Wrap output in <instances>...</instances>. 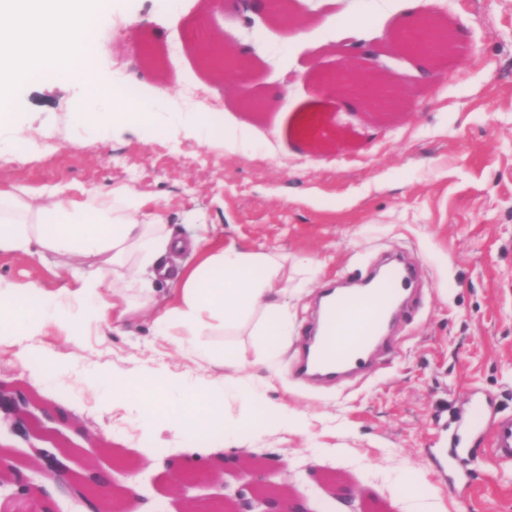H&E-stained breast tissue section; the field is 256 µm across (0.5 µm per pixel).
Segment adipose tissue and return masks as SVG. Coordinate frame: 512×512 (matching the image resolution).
Wrapping results in <instances>:
<instances>
[{"label": "adipose tissue", "instance_id": "ef3b65f1", "mask_svg": "<svg viewBox=\"0 0 512 512\" xmlns=\"http://www.w3.org/2000/svg\"><path fill=\"white\" fill-rule=\"evenodd\" d=\"M187 250L194 261L174 275L170 294L159 297L137 287L144 269L156 279L171 276L163 256ZM1 252L82 259L86 266L74 286L54 291L0 279V333L34 341L54 328L81 336L150 312L159 335L193 337L189 352L223 368L216 380L165 374L113 381V397L138 401L162 429L220 433L231 440L263 423L300 426V414L287 403L264 401L266 379L242 374V358L229 342L251 331L263 345L258 365L278 364L292 330L286 260L278 253L224 247L203 235L184 241L172 234L161 210L127 188L107 197L62 196L47 203L24 191H0ZM228 398L245 401L249 412L228 417Z\"/></svg>", "mask_w": 512, "mask_h": 512}]
</instances>
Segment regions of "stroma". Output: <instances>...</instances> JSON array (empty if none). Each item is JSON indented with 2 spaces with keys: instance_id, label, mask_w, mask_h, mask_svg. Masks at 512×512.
I'll use <instances>...</instances> for the list:
<instances>
[{
  "instance_id": "1",
  "label": "stroma",
  "mask_w": 512,
  "mask_h": 512,
  "mask_svg": "<svg viewBox=\"0 0 512 512\" xmlns=\"http://www.w3.org/2000/svg\"><path fill=\"white\" fill-rule=\"evenodd\" d=\"M414 9L446 17L455 32L456 52L438 71L393 43ZM294 14L283 26L207 0H112L96 28L95 66L134 88L155 123L79 119L86 89L63 74L20 86L15 120L0 131L10 149L0 190L103 195L125 186L182 238L286 256L293 331L266 399L303 414L302 429L232 440L157 432L136 403L113 399L112 381L212 368L140 323L72 339L48 330L37 348L53 357V374L24 365L19 343L0 342L1 382L65 406L63 420L24 432L0 418V446L28 478L32 447L56 444L74 448L72 470L95 466L116 491L136 476L126 512L144 503L206 512L220 482L287 492L308 512H344L340 486L365 512H512V465L481 445L470 465L450 457L475 402L485 424L512 416V0H296ZM350 20L410 90L379 119L308 78L349 51ZM204 38L247 47L240 85L264 98L262 112L225 96L197 52ZM142 43L163 69L144 66ZM399 252L417 279L372 369L333 383L298 377L323 287ZM0 276L49 291L71 280L70 270L12 253H0ZM184 465L201 481L183 486ZM408 470L425 499L404 486Z\"/></svg>"
}]
</instances>
